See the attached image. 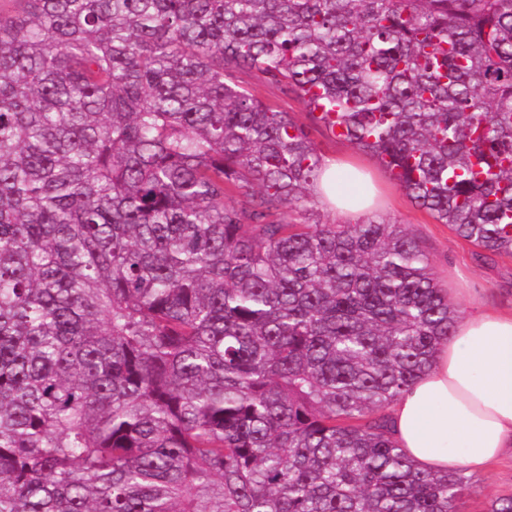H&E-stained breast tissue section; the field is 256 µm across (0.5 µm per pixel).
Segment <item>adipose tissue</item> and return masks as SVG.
<instances>
[{
    "label": "adipose tissue",
    "instance_id": "1",
    "mask_svg": "<svg viewBox=\"0 0 512 512\" xmlns=\"http://www.w3.org/2000/svg\"><path fill=\"white\" fill-rule=\"evenodd\" d=\"M347 167L327 161L321 188L335 213L350 219L368 210L374 187L348 200L337 187ZM470 312L457 320L431 369L391 407V433L423 470H485L512 447V309L489 308L475 291Z\"/></svg>",
    "mask_w": 512,
    "mask_h": 512
}]
</instances>
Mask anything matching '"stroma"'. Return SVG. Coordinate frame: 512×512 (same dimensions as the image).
<instances>
[{"instance_id":"stroma-1","label":"stroma","mask_w":512,"mask_h":512,"mask_svg":"<svg viewBox=\"0 0 512 512\" xmlns=\"http://www.w3.org/2000/svg\"><path fill=\"white\" fill-rule=\"evenodd\" d=\"M311 140L323 159H340L372 175L385 197L378 215L405 225L421 241L440 288L451 284L472 288L488 305L512 308V256L479 258L473 245L418 208L369 153L332 137L322 128H312ZM511 494L512 448H508L487 471L470 473L462 508L464 512H488L493 500Z\"/></svg>"}]
</instances>
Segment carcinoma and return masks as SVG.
<instances>
[{
  "instance_id": "cac0c4a2",
  "label": "carcinoma",
  "mask_w": 512,
  "mask_h": 512,
  "mask_svg": "<svg viewBox=\"0 0 512 512\" xmlns=\"http://www.w3.org/2000/svg\"><path fill=\"white\" fill-rule=\"evenodd\" d=\"M246 75L512 255V0H0V512H461L389 430L460 311Z\"/></svg>"
}]
</instances>
